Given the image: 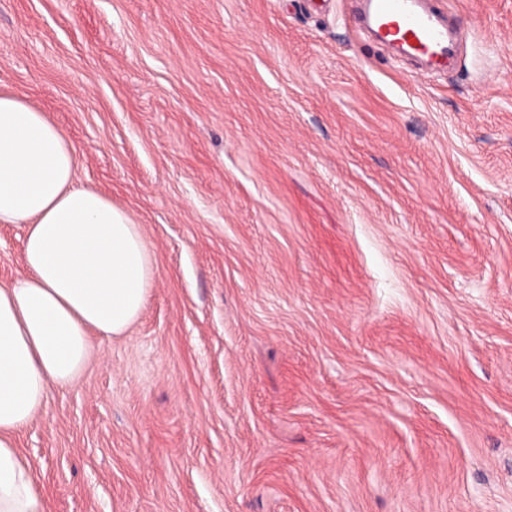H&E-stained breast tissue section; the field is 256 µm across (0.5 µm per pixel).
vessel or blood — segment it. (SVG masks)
<instances>
[{
    "mask_svg": "<svg viewBox=\"0 0 512 512\" xmlns=\"http://www.w3.org/2000/svg\"><path fill=\"white\" fill-rule=\"evenodd\" d=\"M362 5L356 26L434 68L447 67L463 52L461 34L449 29L431 0H362Z\"/></svg>",
    "mask_w": 512,
    "mask_h": 512,
    "instance_id": "obj_1",
    "label": "vessel or blood"
}]
</instances>
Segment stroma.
<instances>
[{"mask_svg":"<svg viewBox=\"0 0 512 512\" xmlns=\"http://www.w3.org/2000/svg\"><path fill=\"white\" fill-rule=\"evenodd\" d=\"M443 2L431 76L354 0H0L157 266L18 437L46 512H512V0Z\"/></svg>","mask_w":512,"mask_h":512,"instance_id":"1","label":"stroma"}]
</instances>
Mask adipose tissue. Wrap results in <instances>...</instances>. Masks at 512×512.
<instances>
[{"mask_svg":"<svg viewBox=\"0 0 512 512\" xmlns=\"http://www.w3.org/2000/svg\"><path fill=\"white\" fill-rule=\"evenodd\" d=\"M77 170L76 147L46 113L0 94V224L24 229V271L0 283V512H45L16 437L51 388L80 379L94 338L139 319L156 275L134 218Z\"/></svg>","mask_w":512,"mask_h":512,"instance_id":"1","label":"adipose tissue"}]
</instances>
